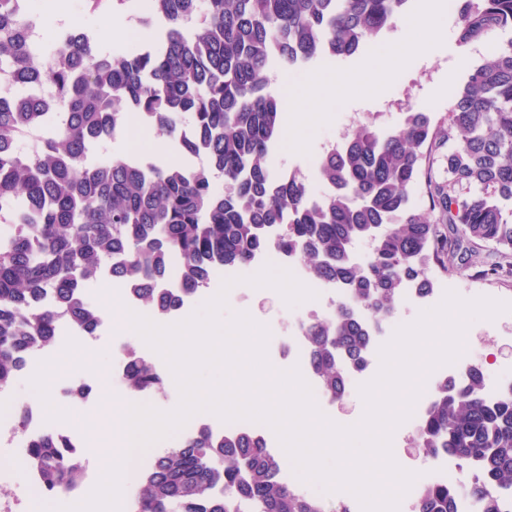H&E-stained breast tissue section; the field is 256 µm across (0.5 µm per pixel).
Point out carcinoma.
I'll use <instances>...</instances> for the list:
<instances>
[{
	"label": "carcinoma",
	"mask_w": 512,
	"mask_h": 512,
	"mask_svg": "<svg viewBox=\"0 0 512 512\" xmlns=\"http://www.w3.org/2000/svg\"><path fill=\"white\" fill-rule=\"evenodd\" d=\"M409 0H148L141 24L157 27L138 46L81 45L64 29L46 47L31 38L38 15L21 0H0V389L57 336L63 314L92 336L98 306L86 288L107 274L132 289L136 304L163 316L208 287L218 270L240 269L262 253L296 257L316 280L332 281L343 301L331 318L302 324L310 365L323 390L344 395L347 374L364 365L376 327L406 288L428 294L430 266L448 270L463 244L512 258V39L467 70L448 123L411 108L397 127L362 124L320 157L321 196L304 180L276 172L271 146L283 105L265 92L276 70L318 58L343 61L390 28ZM98 18L136 10V0H83ZM512 29V0H464L458 40ZM54 52L57 62L41 64ZM64 106L45 110L38 90ZM175 140L201 167L91 159L93 143L131 120ZM445 177L436 179L435 150ZM222 183H217V179ZM425 185L435 221L413 206ZM447 225L452 235L439 229ZM371 243L365 260L353 246ZM133 394L154 391L153 364L129 349L121 375ZM484 373L437 383L414 429L425 457L449 454L476 468L468 484L418 490L416 512H499L512 491V392L490 401ZM28 468L39 489L69 493L80 481V451L63 433L31 437ZM281 462L247 430L202 428L158 456L139 477L130 512H326L322 501L286 485Z\"/></svg>",
	"instance_id": "cac0c4a2"
}]
</instances>
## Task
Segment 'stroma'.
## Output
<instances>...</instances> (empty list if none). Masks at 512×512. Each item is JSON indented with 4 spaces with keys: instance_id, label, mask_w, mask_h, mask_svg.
I'll list each match as a JSON object with an SVG mask.
<instances>
[{
    "instance_id": "1",
    "label": "stroma",
    "mask_w": 512,
    "mask_h": 512,
    "mask_svg": "<svg viewBox=\"0 0 512 512\" xmlns=\"http://www.w3.org/2000/svg\"><path fill=\"white\" fill-rule=\"evenodd\" d=\"M463 0H448V12L440 22L441 36L433 50L424 52L401 71L395 72L385 89L376 95L356 94L352 97L331 103L324 117L315 125L304 126L305 147L296 151L288 149L284 139H277L271 149L274 167L280 172H298L306 184L315 191H322L318 178L317 160L330 140L336 138L349 118L372 121L377 127L389 129L402 121L404 107H412L420 112L430 113L435 122L448 120L451 98H443L439 90L444 83H451L453 89H460L467 69L488 57L490 49L504 45L512 38V31L495 29L474 43H460L457 37V16ZM106 152L120 154L136 150L150 159L159 162L178 160L179 155L172 147L171 140L154 128L136 127L131 129L127 139L120 143H110ZM435 297H443L446 290L455 291L460 297L512 298V273L489 275H459L432 269ZM228 312H245L253 320L265 325L270 337L267 343V356L271 366L277 370L289 369L290 363L283 351L276 347L278 339L288 332L290 322L298 319L300 312H318L319 303L311 299L295 306H288L281 295L271 288H255L240 283L227 294ZM98 339L92 347L103 364L104 372L114 367L112 344L126 341L128 346L150 360L162 379L159 390L132 395L125 388L115 385L111 388L113 399L136 401L162 411L176 407L179 390L172 381V373L158 353L149 348L143 339L132 338L117 329L113 323H105L97 330ZM80 341L57 339L50 349L40 353L38 358L28 360L26 367L19 371L12 386L11 400L14 406L38 409V420L43 429L60 431L69 435L78 446L82 459V486L94 487L101 475L98 455L92 451V442L103 434L106 416L103 412L101 395L103 381L88 373L80 359H73L66 369H59L56 360L58 350L79 351ZM464 360L480 363L484 367L486 380H493L505 368L512 366V314L501 313L494 319L473 321L465 335ZM69 372L93 387L88 400H69L63 397L57 385L62 372ZM43 377L45 389L38 390L32 385L35 377ZM209 428L220 433L223 422L214 414L202 412L194 415L178 431L161 439L145 450L142 467H149L153 459L167 448L195 434L200 428Z\"/></svg>"
}]
</instances>
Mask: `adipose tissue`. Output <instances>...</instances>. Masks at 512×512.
Masks as SVG:
<instances>
[{"label": "adipose tissue", "mask_w": 512, "mask_h": 512, "mask_svg": "<svg viewBox=\"0 0 512 512\" xmlns=\"http://www.w3.org/2000/svg\"><path fill=\"white\" fill-rule=\"evenodd\" d=\"M447 10L448 0H422L418 13L404 21L406 27L421 30V41H410L395 49L377 51L359 70L336 72L321 68L311 73L299 88L291 92L292 97L306 105V120L320 118L328 99H340L360 89L385 84L395 66L407 62L413 53L424 50L438 38V19Z\"/></svg>", "instance_id": "adipose-tissue-1"}]
</instances>
